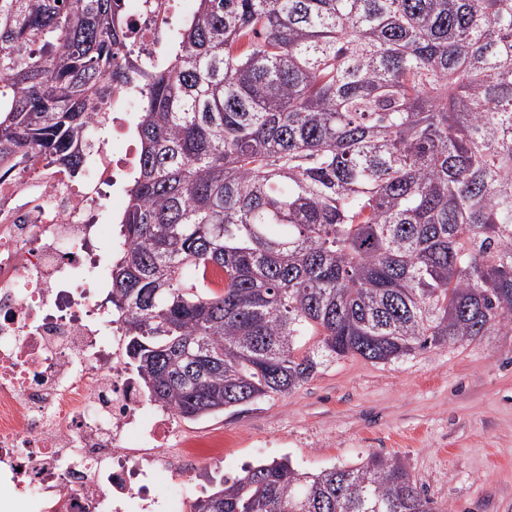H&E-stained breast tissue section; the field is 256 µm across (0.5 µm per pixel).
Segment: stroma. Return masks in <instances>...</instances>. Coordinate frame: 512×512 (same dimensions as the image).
<instances>
[{
    "label": "stroma",
    "instance_id": "obj_1",
    "mask_svg": "<svg viewBox=\"0 0 512 512\" xmlns=\"http://www.w3.org/2000/svg\"><path fill=\"white\" fill-rule=\"evenodd\" d=\"M180 426L199 442L225 440L223 459L159 474L189 503L248 464L287 456L317 473L383 454L404 458L448 512H512V333L387 364L342 359L289 394Z\"/></svg>",
    "mask_w": 512,
    "mask_h": 512
}]
</instances>
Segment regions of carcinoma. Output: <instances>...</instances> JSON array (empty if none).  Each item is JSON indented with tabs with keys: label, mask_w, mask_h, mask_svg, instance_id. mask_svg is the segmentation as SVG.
<instances>
[{
	"label": "carcinoma",
	"mask_w": 512,
	"mask_h": 512,
	"mask_svg": "<svg viewBox=\"0 0 512 512\" xmlns=\"http://www.w3.org/2000/svg\"><path fill=\"white\" fill-rule=\"evenodd\" d=\"M124 2L0 0V175L77 174L140 90L111 303L151 402L194 421L512 332V0H197L157 69L121 52ZM191 512L445 509L371 455L248 466Z\"/></svg>",
	"instance_id": "cac0c4a2"
}]
</instances>
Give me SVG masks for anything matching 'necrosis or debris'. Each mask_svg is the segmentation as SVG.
Listing matches in <instances>:
<instances>
[{"instance_id": "4bbe7bcc", "label": "necrosis or debris", "mask_w": 512, "mask_h": 512, "mask_svg": "<svg viewBox=\"0 0 512 512\" xmlns=\"http://www.w3.org/2000/svg\"><path fill=\"white\" fill-rule=\"evenodd\" d=\"M176 0H129L126 50L158 66ZM119 153L98 146L87 184L23 157L0 178V512H175L160 471L197 456L173 411L152 406L128 366L127 338L109 297L121 231L101 243L102 185L129 188L138 148L132 90L114 92Z\"/></svg>"}]
</instances>
